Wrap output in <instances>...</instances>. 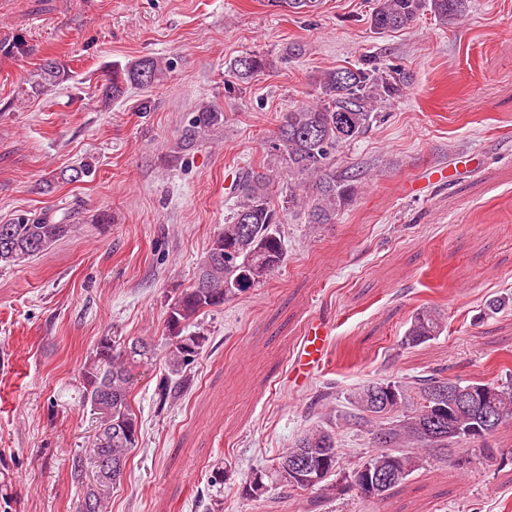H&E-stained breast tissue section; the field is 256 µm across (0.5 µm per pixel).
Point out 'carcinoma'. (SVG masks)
<instances>
[{
	"instance_id": "carcinoma-1",
	"label": "carcinoma",
	"mask_w": 512,
	"mask_h": 512,
	"mask_svg": "<svg viewBox=\"0 0 512 512\" xmlns=\"http://www.w3.org/2000/svg\"><path fill=\"white\" fill-rule=\"evenodd\" d=\"M321 0H269L273 7L295 13H314ZM471 0H375L370 26L377 34L411 25L429 12L440 21H458L468 14ZM272 66L263 54L252 52L231 60L228 70L246 83ZM174 68L170 58L143 56L125 65L114 63L107 73L102 95L118 100L132 87L150 89L162 82ZM69 79L68 71L58 62L48 60L32 81L31 93ZM412 83V75L403 70L384 72L363 62L359 67H337L323 71L317 78L316 101L295 106L282 113L276 137L268 143L266 171H251L236 188V200L224 229L213 238L198 264L196 278L205 287L190 286L169 305L166 328L169 332L166 362L175 380L158 393L164 402L187 385L184 372L194 362L205 337L189 328L210 308L237 298L265 281L282 266L286 249L279 231L285 213L302 210L309 224H334L336 217L350 205L362 180L360 170L336 169V157L381 118V104L400 95ZM224 127V109L203 103L190 113L182 129L178 148L189 150L208 135ZM288 175V193L274 202L278 178ZM74 216L45 210L39 214L21 212L0 224V267L30 260L51 245L76 231ZM445 328L444 318L434 308L416 311L404 332L402 344L416 347L436 339ZM138 338L123 346L103 338L94 355L83 368L84 402L98 416L99 426L94 446L100 455L113 462L127 463L136 441L123 428L137 424L130 392L133 371L145 367L157 357L154 345L145 350ZM395 388L393 399L380 406L375 399L383 385ZM480 381L450 379L441 372L410 381L371 380L351 394L354 412L346 420L354 421L369 436L374 451L345 476V480L365 499L382 498L404 484L427 462L432 452L446 449L474 436L471 431L481 400L466 404L448 397L437 400L440 391L462 394L475 390ZM491 410L498 422L512 419V384L496 386L490 395ZM311 450L310 458L322 467V480L314 487L305 479L288 472V458ZM91 471L84 460L73 459L72 475L85 485L94 503V512H106L112 490L126 474V468L96 474L97 458L91 457ZM341 457L337 448L336 428L319 426L303 433L290 448L282 450L266 470L254 472L247 495L264 496L275 487L300 497L309 492L338 490L330 478L337 475ZM392 471L396 477L383 487L373 477Z\"/></svg>"
}]
</instances>
